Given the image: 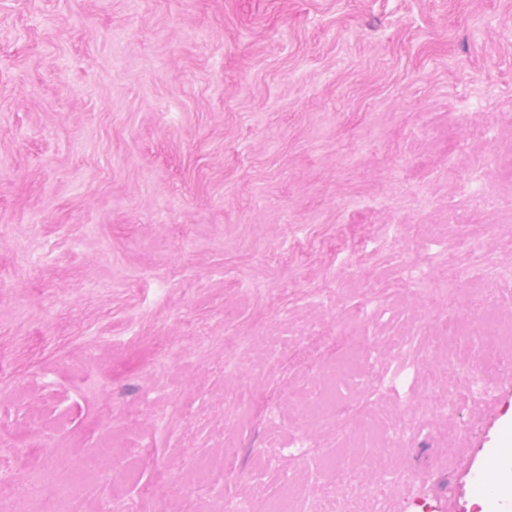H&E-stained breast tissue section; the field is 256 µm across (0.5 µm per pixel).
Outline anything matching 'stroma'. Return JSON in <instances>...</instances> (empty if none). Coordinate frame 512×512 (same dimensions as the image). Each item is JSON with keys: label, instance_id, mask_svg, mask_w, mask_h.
I'll return each mask as SVG.
<instances>
[{"label": "stroma", "instance_id": "1", "mask_svg": "<svg viewBox=\"0 0 512 512\" xmlns=\"http://www.w3.org/2000/svg\"><path fill=\"white\" fill-rule=\"evenodd\" d=\"M509 297L512 0H0L6 512H473Z\"/></svg>", "mask_w": 512, "mask_h": 512}]
</instances>
